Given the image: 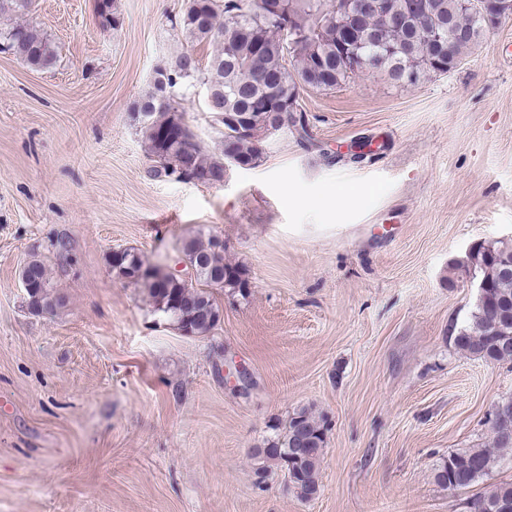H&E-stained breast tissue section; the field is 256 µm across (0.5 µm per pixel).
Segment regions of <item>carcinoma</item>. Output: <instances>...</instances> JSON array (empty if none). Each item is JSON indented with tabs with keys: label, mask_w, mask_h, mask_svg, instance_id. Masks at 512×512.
Here are the masks:
<instances>
[{
	"label": "carcinoma",
	"mask_w": 512,
	"mask_h": 512,
	"mask_svg": "<svg viewBox=\"0 0 512 512\" xmlns=\"http://www.w3.org/2000/svg\"><path fill=\"white\" fill-rule=\"evenodd\" d=\"M264 0H185L175 25L192 45L214 46L206 66L191 49L179 53L168 66L155 72L150 88L136 104L142 120L141 137L147 156L154 162L151 176L178 180L186 174L204 177L225 173L231 167L251 168L261 157V139L254 135L221 132L220 153L205 148L192 129L176 143L159 142L148 133L149 126L184 119L182 98L199 84L213 90L207 110L249 112L256 99L274 96L281 101L299 99V91L309 87L319 91L339 88L357 74L350 53L363 37L380 34L390 50L383 53L377 66L397 86H412L430 76L448 73V68L468 56L483 36L479 22L464 11L459 0H430L431 11L415 15L409 23L394 25L405 0H385L380 13L346 16L348 0H283L285 11L278 18L266 16ZM102 28L117 29L121 18L114 0H103L98 15ZM0 50L26 64L47 68L55 60L50 40L31 22L0 31ZM268 120L265 131L292 128L300 138L308 136L304 115L286 112ZM183 253L189 278L169 276L158 281L139 275L144 267L141 255L125 248L109 255L116 276L144 288L154 311L180 331L205 336L219 323L220 307L210 289L224 288L247 295L249 280L245 271L224 258V247L216 237H195L185 242ZM477 275L488 265L483 244L478 243L466 255ZM29 279L27 301L37 313H52L61 304L43 261L32 259L21 269ZM504 303V315L497 324L488 319L486 305ZM458 350L487 364L512 362V278L498 283L478 297L466 324L453 338ZM491 446L466 448L448 455L435 469V482L443 488H468L489 477L505 456H512V420H490ZM328 432L325 417L303 409L288 419L284 431L255 451L262 464L255 469L257 483L265 482L267 463L273 462L287 472L288 482L303 500L315 497L319 490V469ZM498 505L512 506V482L490 485L470 503L472 512Z\"/></svg>",
	"instance_id": "cac0c4a2"
}]
</instances>
